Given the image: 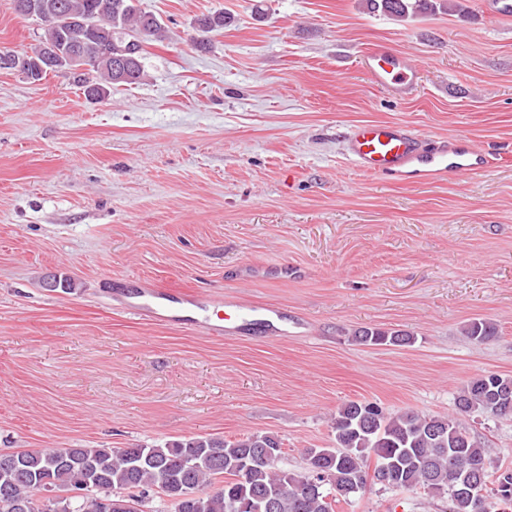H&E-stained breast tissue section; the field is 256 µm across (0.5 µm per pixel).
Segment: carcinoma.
Masks as SVG:
<instances>
[{
    "mask_svg": "<svg viewBox=\"0 0 512 512\" xmlns=\"http://www.w3.org/2000/svg\"><path fill=\"white\" fill-rule=\"evenodd\" d=\"M45 23L40 43L62 46L81 41L90 53L87 76L77 82L85 97L104 100L112 92L139 84L144 77L146 46L161 37L159 18L139 7V0H35ZM371 12L404 20L447 7L446 0H365ZM234 23L226 12L201 14L193 27L221 33ZM134 57L136 74L128 79L119 59ZM473 344L497 335L496 325L475 318L463 326ZM352 340L363 346H408L413 335L402 330L361 327ZM501 417H512V377L485 374L468 380L454 400L455 413L425 416L414 411L390 413L377 402L349 400L332 418L330 448H308L304 466L283 470L286 451L269 434L234 439L190 436L162 445L135 448H42L0 453V512H145L150 493L172 502L174 512H243L245 503L268 500L272 512H334L333 504L362 491L351 490L354 477L385 467L409 490L448 498V512H465L452 498L465 482L512 483V466L491 455L471 435L461 417L482 412L495 401ZM274 450V457L265 449ZM250 460L241 471L238 464ZM55 490L101 489L97 508L87 498H59L44 510L34 487Z\"/></svg>",
    "mask_w": 512,
    "mask_h": 512,
    "instance_id": "cac0c4a2",
    "label": "carcinoma"
}]
</instances>
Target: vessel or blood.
Returning a JSON list of instances; mask_svg holds the SVG:
<instances>
[{"label":"vessel or blood","mask_w":512,"mask_h":512,"mask_svg":"<svg viewBox=\"0 0 512 512\" xmlns=\"http://www.w3.org/2000/svg\"><path fill=\"white\" fill-rule=\"evenodd\" d=\"M362 66L370 79L393 96L405 97L416 84V71L398 51L384 45L366 53ZM351 163L363 173L393 182L431 184L451 176L475 174L489 164L487 154L470 138L459 135L447 140L425 142L399 122H363L353 125L345 137ZM122 302L127 313L159 322L180 325L188 331L201 330L223 336L224 306L220 297L187 290L150 286L126 290ZM236 318L245 325L272 323L279 312L234 304Z\"/></svg>","instance_id":"obj_1"}]
</instances>
